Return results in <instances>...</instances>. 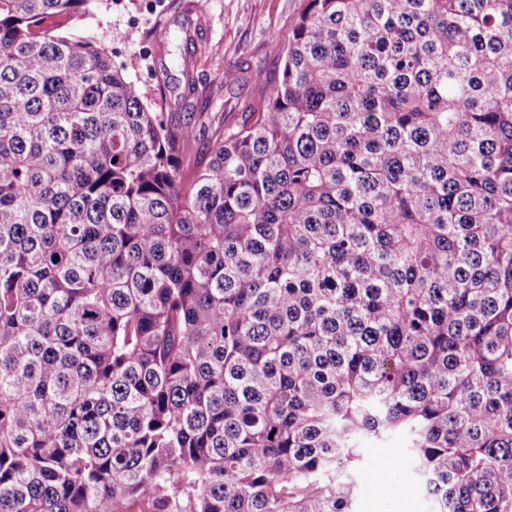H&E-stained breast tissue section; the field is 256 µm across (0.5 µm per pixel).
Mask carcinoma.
Returning <instances> with one entry per match:
<instances>
[{
    "label": "carcinoma",
    "mask_w": 512,
    "mask_h": 512,
    "mask_svg": "<svg viewBox=\"0 0 512 512\" xmlns=\"http://www.w3.org/2000/svg\"><path fill=\"white\" fill-rule=\"evenodd\" d=\"M87 2L0 0V512H512V0H303L191 180ZM364 464L352 474L358 487L354 512H431V501L425 494L418 472L408 456V441L401 434L383 440L361 441ZM379 458H388L390 466L376 469ZM406 504V510L401 506Z\"/></svg>",
    "instance_id": "obj_1"
}]
</instances>
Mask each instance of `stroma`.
<instances>
[{
  "mask_svg": "<svg viewBox=\"0 0 512 512\" xmlns=\"http://www.w3.org/2000/svg\"><path fill=\"white\" fill-rule=\"evenodd\" d=\"M300 10L301 0H89L62 30L94 37L115 62L137 56L130 78L168 127L206 124L194 149L178 157L190 177L209 160L210 129L237 123L244 104L261 105L251 74H279L282 40ZM361 448L355 512H432L403 435L366 438ZM380 458L389 459L387 469L375 468Z\"/></svg>",
  "mask_w": 512,
  "mask_h": 512,
  "instance_id": "35a3bbf8",
  "label": "stroma"
}]
</instances>
